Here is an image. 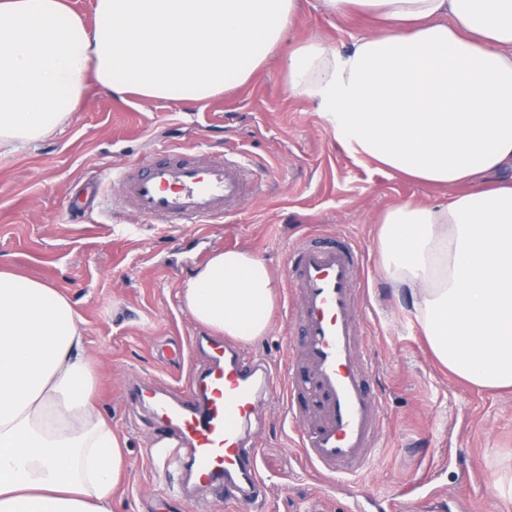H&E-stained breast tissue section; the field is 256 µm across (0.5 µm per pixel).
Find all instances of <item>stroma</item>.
<instances>
[{
	"mask_svg": "<svg viewBox=\"0 0 512 512\" xmlns=\"http://www.w3.org/2000/svg\"><path fill=\"white\" fill-rule=\"evenodd\" d=\"M378 27L373 17H333L321 0H306L290 39L340 47ZM160 146L247 152L250 175L265 180L266 192L235 215L197 227L148 222L125 209H97L71 222L68 200L86 179L97 177L105 195L118 194L113 167ZM442 194L348 153L312 104L290 93L277 56L247 83L202 104L134 94L121 101L92 86L62 132L1 155L0 270L52 285L82 318L98 372L96 405L126 443L113 512H196L193 499L157 480L153 419L127 393L144 379L180 390L199 361L191 341L205 328L182 306V282L218 250L263 259L279 288L267 332L247 348L281 366L288 249L305 235L341 232L363 249V341L385 417L379 456L359 490L378 499L389 487L408 489L411 512H452L460 503L469 512H512V499L494 489L512 468V391L472 388L441 366L380 264L381 215ZM283 412L279 405L263 411L259 451L268 490L250 512H315L316 483L294 434L283 429Z\"/></svg>",
	"mask_w": 512,
	"mask_h": 512,
	"instance_id": "obj_1",
	"label": "stroma"
}]
</instances>
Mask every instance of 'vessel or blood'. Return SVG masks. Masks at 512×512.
Masks as SVG:
<instances>
[{
  "mask_svg": "<svg viewBox=\"0 0 512 512\" xmlns=\"http://www.w3.org/2000/svg\"><path fill=\"white\" fill-rule=\"evenodd\" d=\"M247 171L241 154L228 159L160 147L143 161L113 168L112 180L121 202L142 218L207 224L262 193L261 181L248 180ZM361 280L362 253L349 236H304L285 266L294 309L285 374L247 358L235 342L198 336L201 363L185 389L132 387L156 424L157 462L174 467L184 491L203 488L235 512H248L264 484L254 426L271 399L284 401L297 426L296 445L327 493L351 488L373 467L384 419L361 340Z\"/></svg>",
  "mask_w": 512,
  "mask_h": 512,
  "instance_id": "b4317fda",
  "label": "vessel or blood"
}]
</instances>
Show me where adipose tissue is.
<instances>
[{"label": "adipose tissue", "mask_w": 512, "mask_h": 512, "mask_svg": "<svg viewBox=\"0 0 512 512\" xmlns=\"http://www.w3.org/2000/svg\"><path fill=\"white\" fill-rule=\"evenodd\" d=\"M302 2L93 0L89 22L67 0H0V151L61 130L91 84L199 104L281 55L291 93L352 155L450 189L386 212L381 266L441 364L512 389V0H322L386 23L343 49L286 46ZM275 288L262 260L228 249L179 296L198 323L251 342ZM86 346L67 296L0 271V512H112L126 461Z\"/></svg>", "instance_id": "ef3b65f1"}]
</instances>
